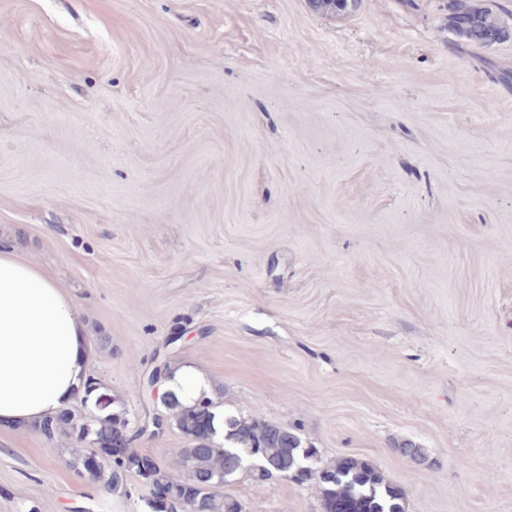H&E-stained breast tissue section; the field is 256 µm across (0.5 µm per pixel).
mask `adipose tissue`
<instances>
[{"instance_id": "ef3b65f1", "label": "adipose tissue", "mask_w": 512, "mask_h": 512, "mask_svg": "<svg viewBox=\"0 0 512 512\" xmlns=\"http://www.w3.org/2000/svg\"><path fill=\"white\" fill-rule=\"evenodd\" d=\"M96 347L70 297L41 266L0 248V427L28 429L84 396ZM184 404L212 393L190 365L163 384Z\"/></svg>"}]
</instances>
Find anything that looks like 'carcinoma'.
I'll list each match as a JSON object with an SVG mask.
<instances>
[{"label":"carcinoma","instance_id":"obj_1","mask_svg":"<svg viewBox=\"0 0 512 512\" xmlns=\"http://www.w3.org/2000/svg\"><path fill=\"white\" fill-rule=\"evenodd\" d=\"M448 11L450 27L467 42L481 45L503 31L496 13L470 0H448ZM162 406L169 426L187 440L186 447L173 450L171 465L134 451L111 464L86 467V447L107 454L110 448L136 439L137 432L122 408L93 419L64 408L42 420L35 431L49 440L65 435L82 445L70 464L109 492L119 490L128 473L138 476L152 492L160 485L167 486L168 499L159 502L151 496L145 500L149 512H178V505L189 512H242L241 504L224 496L222 487L236 480L241 473L239 460L251 450L265 465H274L284 474L305 473L303 482L318 489L322 512H405L400 490L361 459L347 457L323 466L317 449L304 444L296 431L233 413L224 415V436L219 439L213 412L216 403L210 398L187 406L171 393ZM173 465L188 475L174 478Z\"/></svg>","mask_w":512,"mask_h":512}]
</instances>
